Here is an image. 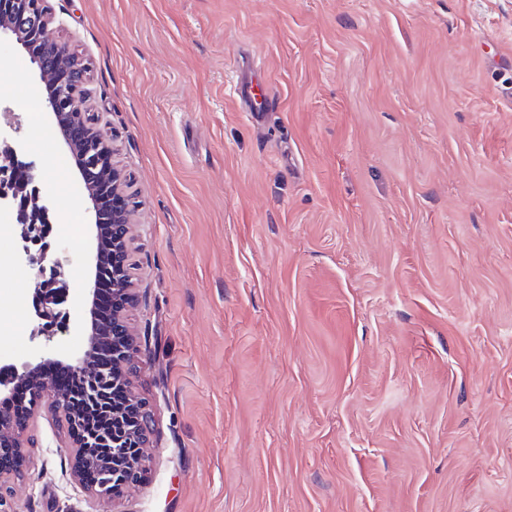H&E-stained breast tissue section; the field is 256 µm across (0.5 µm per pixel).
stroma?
<instances>
[{"label": "stroma", "instance_id": "obj_1", "mask_svg": "<svg viewBox=\"0 0 512 512\" xmlns=\"http://www.w3.org/2000/svg\"><path fill=\"white\" fill-rule=\"evenodd\" d=\"M136 204V390L120 512H512V0H48ZM251 71L273 106L252 122ZM42 89L0 49V104ZM51 118L24 137L87 245ZM58 356L90 269L64 265ZM0 267V365L35 350ZM12 512H110L63 419L28 431Z\"/></svg>", "mask_w": 512, "mask_h": 512}]
</instances>
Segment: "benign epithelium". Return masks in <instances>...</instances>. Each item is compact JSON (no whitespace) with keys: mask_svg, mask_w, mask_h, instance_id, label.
I'll return each instance as SVG.
<instances>
[{"mask_svg":"<svg viewBox=\"0 0 512 512\" xmlns=\"http://www.w3.org/2000/svg\"><path fill=\"white\" fill-rule=\"evenodd\" d=\"M0 17L6 24L0 34L15 40L23 49L28 43H45L47 50L40 54H28L30 64L39 78L44 80L50 72L61 70L58 80L51 82L44 97V106L51 119L74 130L88 212L93 217L94 247L91 257V275L83 303L89 309L96 305L94 284L102 276V243L99 227L103 218L102 204L112 198V254L119 256L112 272V292L120 302L119 312L112 316V329L108 330L85 319L86 345L77 356L58 358L44 353L21 366H11L0 375V397L10 395L13 384H26L31 403L19 417L0 414V447L14 449L7 462H0V484L16 477L26 466L21 448L28 443L27 432L40 412L53 416L69 410L68 396L59 388L53 368L63 369L79 383L95 378L97 371L90 369L89 358L107 332L115 333L112 341V384L126 391L129 403L116 407L112 418V476L121 485L138 482L147 469L149 456L145 448L152 442L153 413L150 402L138 396L132 387V375L136 373L134 353L137 342L121 311L136 300L134 277L127 264L128 252L135 232L132 221V204L127 193L126 176L114 163L113 151L93 124L94 113L87 111L85 95L68 94V86L86 80L88 68L68 46L59 41L54 32V19L46 6V0H11L9 9L0 8ZM0 208L10 209L22 224L40 222L52 224L51 209L42 194V184L35 164L25 160L21 141L10 137L9 132H19V116L10 109L0 112ZM24 170L25 184H12V174ZM23 240L16 256V263L25 268L34 281L35 316L52 324L41 325L44 340L50 342L65 330L63 318L66 312L61 306L67 301L69 288L59 281L62 261L58 246L43 241V228L33 233L22 231ZM94 438L72 439V455L75 474L81 475L86 463L87 451L96 447Z\"/></svg>","mask_w":512,"mask_h":512,"instance_id":"obj_1","label":"benign epithelium"}]
</instances>
